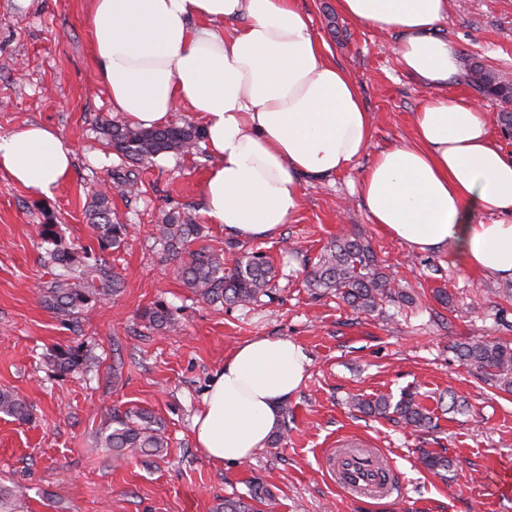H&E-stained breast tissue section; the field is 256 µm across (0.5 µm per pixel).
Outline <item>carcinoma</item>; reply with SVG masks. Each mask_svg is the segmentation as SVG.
<instances>
[{
	"label": "carcinoma",
	"mask_w": 512,
	"mask_h": 512,
	"mask_svg": "<svg viewBox=\"0 0 512 512\" xmlns=\"http://www.w3.org/2000/svg\"><path fill=\"white\" fill-rule=\"evenodd\" d=\"M467 81L485 96L512 103V83L499 72L472 67ZM101 130L112 149L133 163L150 162L163 153H183L200 138V132L190 123L141 129L105 121ZM90 217L100 249H119L127 225L112 221V198L107 192L93 195ZM40 236L49 244L44 263L52 271L51 280L41 286L42 300L62 320L76 323L92 302L122 292V279L108 262L97 259L87 263L77 252L60 246L56 225H41ZM201 238V225L179 212L167 215L157 225L154 236L163 253L179 260L183 282L195 296L214 305L243 306L257 303L269 294V284L276 271L263 253H245L228 270L224 267V253L198 245ZM307 287L318 295L334 293L353 310L367 315L377 312L386 301L405 298L381 271L369 244L349 234L337 236L316 257L308 273ZM142 318L159 331L172 332L178 328L174 314L162 304L145 309ZM451 349L484 383L512 394V343L469 339L455 343ZM45 360L61 374L87 372L94 364L90 353L68 344L52 346ZM351 406L370 415L393 413L417 430L429 429L433 422L430 409L414 391L402 393L395 402L386 395L374 400L356 396ZM0 414L21 422L29 419L26 404L7 389L0 390ZM97 445L118 455L149 457L161 455L168 441L163 422L152 412L139 408L115 409L112 426L99 433ZM216 512H258V509L240 499L226 498L216 507Z\"/></svg>",
	"instance_id": "carcinoma-1"
}]
</instances>
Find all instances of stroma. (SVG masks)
Instances as JSON below:
<instances>
[{
  "mask_svg": "<svg viewBox=\"0 0 512 512\" xmlns=\"http://www.w3.org/2000/svg\"><path fill=\"white\" fill-rule=\"evenodd\" d=\"M298 3L373 115L372 150L406 139L412 113L431 92L403 71L396 36L340 15L335 0ZM88 13V0H0V134L40 122L75 150L70 178L50 199L0 173V388L13 390L31 411L25 422L0 417V486L24 491L12 512H214L224 499L248 498L257 477L272 494L264 512H512V395L474 378L451 349L470 338L512 342L506 280L464 268L445 249L411 251L371 223L351 191L367 155L333 180L305 185L300 209L275 236L227 234L205 214L211 157L202 141L190 153L134 166L138 192L112 195V217L127 225V238L119 250L100 251L88 207L123 162L99 132L118 115L96 75ZM440 33L464 64L512 74V0H448ZM448 95L477 103L512 157L498 101L461 78ZM178 211L202 225L204 245L223 250L226 264L248 251L265 253L276 270L271 296L244 308L198 300L177 261L153 245L155 224ZM42 224L56 225L62 246L104 256L124 282L119 296L92 303L79 323L41 302L40 287L51 278ZM340 233L371 246L406 301L366 315L334 295H311L307 261ZM438 289L447 291L449 305L435 299ZM157 302L173 312L178 332L141 319ZM260 336L291 339L311 358L287 401L288 437L257 449L251 460L214 465L195 444L193 418L225 356ZM55 344L81 346L96 367L85 375L56 372L44 359ZM407 388L418 390L436 430L417 431L347 404L353 395L396 397ZM136 407L164 422L169 446L162 456L119 458L97 447L113 409ZM345 438L367 441L393 462L398 484L391 498L353 500L337 488L324 461ZM427 452L452 459L446 476L423 465Z\"/></svg>",
  "mask_w": 512,
  "mask_h": 512,
  "instance_id": "stroma-1",
  "label": "stroma"
}]
</instances>
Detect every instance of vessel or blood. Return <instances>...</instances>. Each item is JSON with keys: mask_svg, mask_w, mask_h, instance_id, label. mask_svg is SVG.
Instances as JSON below:
<instances>
[{"mask_svg": "<svg viewBox=\"0 0 512 512\" xmlns=\"http://www.w3.org/2000/svg\"><path fill=\"white\" fill-rule=\"evenodd\" d=\"M332 474L338 486L358 499L384 500L391 496L385 486V473L393 472V464L382 454L368 448L365 441H339L333 458Z\"/></svg>", "mask_w": 512, "mask_h": 512, "instance_id": "vessel-or-blood-1", "label": "vessel or blood"}]
</instances>
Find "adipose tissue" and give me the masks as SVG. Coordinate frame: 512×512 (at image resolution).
Here are the masks:
<instances>
[{"mask_svg":"<svg viewBox=\"0 0 512 512\" xmlns=\"http://www.w3.org/2000/svg\"><path fill=\"white\" fill-rule=\"evenodd\" d=\"M92 51L112 109L149 128L176 105L198 113L214 159L205 213L242 239L277 234L304 183L350 169L373 138V118L297 0H89ZM338 11L397 35L401 65L428 100L408 140L378 151L357 192L371 223L415 252L452 250L461 264L512 279V158L482 109L448 97L461 65L439 35L448 0H336ZM74 151L32 123L0 136V172L54 196ZM496 214L486 222L484 213ZM310 360L287 338L240 344L216 371L194 420L212 463H241L264 447Z\"/></svg>","mask_w":512,"mask_h":512,"instance_id":"obj_1","label":"adipose tissue"}]
</instances>
